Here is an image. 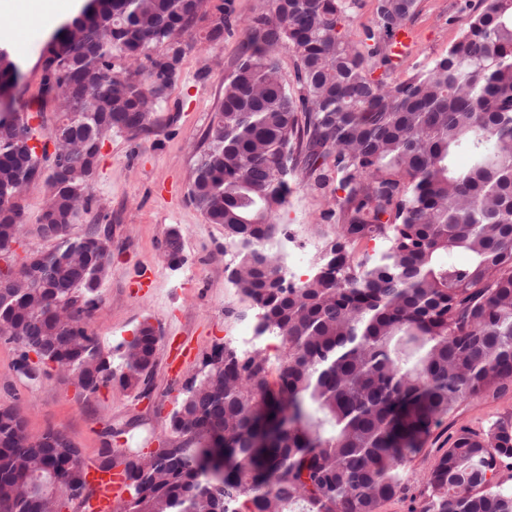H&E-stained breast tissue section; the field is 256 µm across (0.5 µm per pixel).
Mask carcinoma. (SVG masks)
<instances>
[{
  "instance_id": "carcinoma-1",
  "label": "carcinoma",
  "mask_w": 512,
  "mask_h": 512,
  "mask_svg": "<svg viewBox=\"0 0 512 512\" xmlns=\"http://www.w3.org/2000/svg\"><path fill=\"white\" fill-rule=\"evenodd\" d=\"M419 2L378 0L358 41L345 30L355 0H268L250 21L188 197L236 246L229 281L277 354L215 347L159 448L102 455L101 470L124 465L116 512H380L408 489L403 466L438 418L512 392V0H479L445 54L395 79L391 37ZM213 6L222 22L210 43L232 26V0H85L70 19L78 36L45 48L39 103L62 113L54 152L30 145L26 116L0 112V196L15 197L0 207V242L54 230L37 273L19 270L0 293V340L45 350L41 375L86 397L148 386L158 334L142 322L113 364L89 329L110 242L98 224L70 230L94 209L105 142L152 131L186 36ZM19 76L1 50L0 88ZM290 177L344 192L326 198L336 224L318 271L294 282L276 277L279 256L265 247ZM36 180L45 199L31 226L22 201ZM376 239L386 248L354 256ZM163 249L179 263V234ZM507 459L512 418L457 429L411 512H512V489L496 481ZM85 474L62 432L33 438L20 409L0 407V512H52L58 486L87 500Z\"/></svg>"
}]
</instances>
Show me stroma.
I'll return each mask as SVG.
<instances>
[{
	"instance_id": "stroma-1",
	"label": "stroma",
	"mask_w": 512,
	"mask_h": 512,
	"mask_svg": "<svg viewBox=\"0 0 512 512\" xmlns=\"http://www.w3.org/2000/svg\"><path fill=\"white\" fill-rule=\"evenodd\" d=\"M237 23L222 42L196 39L186 50L177 80L155 108L158 133L129 137L113 134L102 149L93 183L97 206L112 231V265L100 288L102 301L89 328L104 348L130 341L143 320L160 332L149 393L119 385L87 398L65 377L50 373L31 383L14 369L13 345L0 342V405L18 406L31 437L62 431L87 460H96L105 431H123L128 447L150 452L167 435V417L183 386L215 345L234 340L240 322L235 290L225 265L229 244L224 227L206 221L188 200L187 187L216 106L223 97L224 76L238 60L245 25L268 6L267 0H234ZM466 0H421L409 27L414 34L410 57L397 78L443 55L468 28L472 12ZM50 31L32 38L16 59L21 76L14 90L18 101L37 103L43 75L41 47ZM320 194L295 188L281 216L289 238L331 236L332 217ZM182 240L183 260L172 266L161 245L170 232ZM188 338L196 354L179 373H170L168 350L173 335ZM512 416V393L462 403L441 418L408 466L417 481L408 495L386 502L381 512H408L449 434L460 427L482 429Z\"/></svg>"
}]
</instances>
